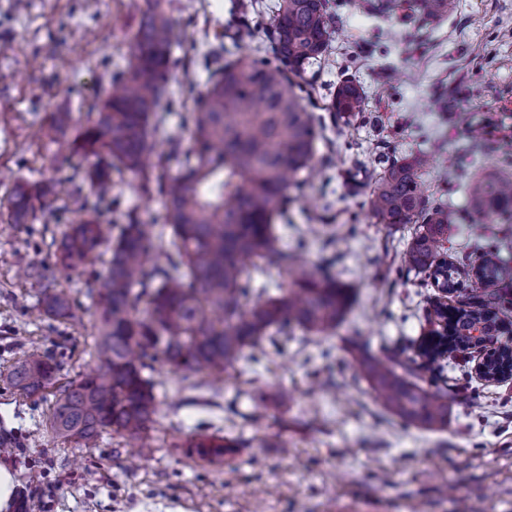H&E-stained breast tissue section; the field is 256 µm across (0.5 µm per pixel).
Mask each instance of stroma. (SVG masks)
<instances>
[{
  "mask_svg": "<svg viewBox=\"0 0 512 512\" xmlns=\"http://www.w3.org/2000/svg\"><path fill=\"white\" fill-rule=\"evenodd\" d=\"M138 0H0V200L15 181L57 180L69 172L39 137L51 112L83 118L101 91V76L124 65L139 23ZM374 0H328L329 56L307 71L309 111L327 115L329 92L342 77L366 90V118L336 125L317 142L315 177L290 210L312 265L330 258L329 273L350 285L355 303L330 336L296 331L282 353L238 364L223 380L173 374L155 365L160 413L149 446L132 460L127 439L104 432L95 447L64 445L48 429V400L22 397L0 383V459L17 480L8 512H512V377H479L476 349L445 357L434 389L448 395L443 428L410 425L387 412L360 372L362 357L413 358L444 299L415 277L388 273L409 229H386L369 214V185L353 187L354 163L415 154L434 164L423 175L429 201L448 204V260L460 273L470 221L458 214L471 177L496 168L512 173V0H456L454 10L424 19L402 9L374 11ZM232 0H169L173 57L191 58L171 72L178 112L192 111L208 74L198 52L234 28ZM392 81L378 93L377 78ZM498 124L494 142L469 129ZM59 221L0 229V368L38 345L56 355L61 380L96 366L91 292L103 261L69 270L57 250L63 225L81 215L56 203ZM72 290L74 317L39 320L41 286L16 275L18 258ZM240 440L233 467L188 456L186 435Z\"/></svg>",
  "mask_w": 512,
  "mask_h": 512,
  "instance_id": "obj_1",
  "label": "stroma"
}]
</instances>
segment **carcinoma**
<instances>
[{
	"label": "carcinoma",
	"mask_w": 512,
	"mask_h": 512,
	"mask_svg": "<svg viewBox=\"0 0 512 512\" xmlns=\"http://www.w3.org/2000/svg\"><path fill=\"white\" fill-rule=\"evenodd\" d=\"M325 2L278 0L269 18L257 8L253 17L240 20L237 36L260 35L271 59H231L223 40L205 43L202 55L212 66L205 90L193 110L170 127L164 110L173 105L167 97L173 29L164 0H143L138 27L128 39L127 63L106 76L103 94L89 105L84 121L71 124L67 112H51L42 120L41 139L68 159L70 173L56 182L15 187L6 200L9 222L57 223L48 205L59 187L69 184L68 199L87 220L62 231V265L90 263L103 247L110 254L94 298L93 373L63 384L57 361L38 346L0 370V381L25 397L54 395L49 429L56 439L90 448L110 428L142 440L160 412L144 369L162 363L175 373L221 378L241 361H259L270 348L281 352L297 329L329 335L346 320L350 288L300 263L296 250L280 244L275 225L294 201L288 191L301 187L314 170L316 141L324 129L303 105L298 80L330 47ZM403 6L435 18L449 13L454 0L373 4L381 14ZM366 100L355 79L341 80L328 105L330 122L349 126L364 119ZM186 135L191 146L185 151ZM173 160L180 165L175 176L167 172ZM429 165V156L419 154L373 173L369 210L387 229L415 225L397 274L423 275L449 294L462 291L473 308L454 311L446 342L422 340L411 362L368 359L362 371L387 411L432 428L448 424V399L425 388L415 368L427 369L432 381L443 355L467 346L471 332L490 340L499 333L490 287L512 280V262L505 256L508 238L474 240L469 248L476 260L461 288L458 269L441 255L448 242V207L424 196L422 175ZM126 176L144 196L161 201L158 235L136 205L120 212L112 227L100 224L115 181ZM463 213L512 224V174L488 171L472 178ZM270 267L282 276L274 295L254 285ZM22 272L42 283L47 319L73 315L71 292L44 282L35 267ZM483 351L482 377L512 376V346ZM235 447L207 434L192 435L185 444L188 455L222 460L228 467L224 449Z\"/></svg>",
	"instance_id": "obj_1"
}]
</instances>
